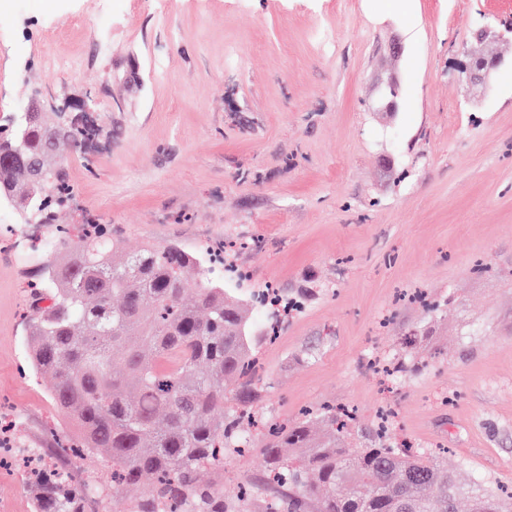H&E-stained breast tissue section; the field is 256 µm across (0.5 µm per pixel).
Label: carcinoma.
I'll return each instance as SVG.
<instances>
[{"instance_id": "carcinoma-1", "label": "carcinoma", "mask_w": 512, "mask_h": 512, "mask_svg": "<svg viewBox=\"0 0 512 512\" xmlns=\"http://www.w3.org/2000/svg\"><path fill=\"white\" fill-rule=\"evenodd\" d=\"M6 196L39 222L52 197L64 203L56 179L32 189L23 162L0 165V202ZM249 323L197 254L150 244L128 254L93 224L81 245L57 243L31 291L24 343L29 371L51 380L52 402L73 422L68 447L114 482L154 476L130 512H247L243 501L224 504L221 482L225 452L253 442L239 430L250 412L224 410V384L252 371ZM322 420L327 436H314L307 419L262 435L272 512H457L463 499L469 512H501L496 492L457 483L436 452L386 444L381 431L351 448L354 418L327 407ZM205 469L208 484L198 479ZM27 481L35 512H83L85 487L69 473L32 471Z\"/></svg>"}]
</instances>
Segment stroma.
<instances>
[{
  "label": "stroma",
  "mask_w": 512,
  "mask_h": 512,
  "mask_svg": "<svg viewBox=\"0 0 512 512\" xmlns=\"http://www.w3.org/2000/svg\"><path fill=\"white\" fill-rule=\"evenodd\" d=\"M508 23L512 0H5L0 119L91 109L97 138L55 158L70 195L44 236L232 246L211 279L251 315L256 417L309 410L318 435L321 405L349 408L358 448L393 407L389 441L440 450L512 512V70L484 92L459 78L467 57L512 54L475 38ZM392 75L393 116L372 109ZM40 276L0 253V512H34L29 451L111 483L59 456L64 416L27 370ZM406 340L417 368L385 393ZM266 476L261 447L226 454L225 501Z\"/></svg>",
  "instance_id": "obj_1"
}]
</instances>
